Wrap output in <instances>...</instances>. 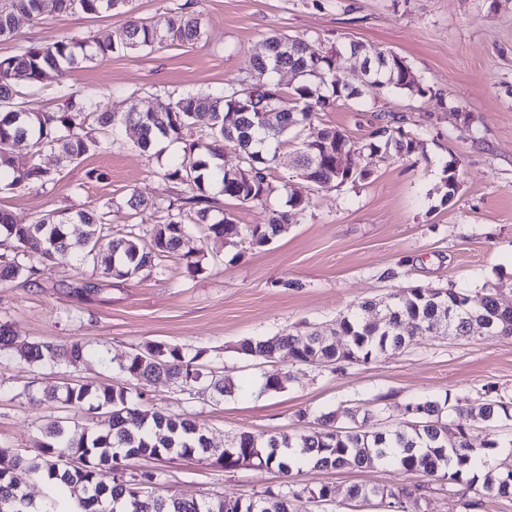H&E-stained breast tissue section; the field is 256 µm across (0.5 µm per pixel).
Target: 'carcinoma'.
<instances>
[{
  "mask_svg": "<svg viewBox=\"0 0 512 512\" xmlns=\"http://www.w3.org/2000/svg\"><path fill=\"white\" fill-rule=\"evenodd\" d=\"M131 0H0V40L15 37V17L22 13L38 20L47 13L79 10L87 15L103 11L130 12ZM205 35L199 13L185 2L162 21L131 19L124 38L118 43H96L95 53L105 57L114 53H136L155 46L193 45ZM88 42L64 37L42 46H28L13 56L0 59V192L11 193L53 180L51 171L33 164L19 168L12 155L16 144L28 134H38L37 141L52 142L70 161L91 152L108 150L114 145L115 133L128 125L134 127L133 145L143 153L154 150L160 140L185 144L183 157L165 170L163 177L183 183L191 195L180 204L169 203L168 222L155 224L145 235L135 228L123 234L112 230L110 211L78 210L48 212L33 222H25L9 211L0 209V282L23 278L31 280L37 270L25 264L30 254L40 255L50 264L73 260L92 261L103 266L102 274L115 279H130L151 274L162 267L165 259L178 253L188 226H204L208 234L224 240L226 228L235 226L227 213L210 221V211L217 200L210 195L217 185L227 199L242 204H261L274 191L272 185L276 155L264 150L271 142L297 140L315 115L340 100H360L361 93L337 76L344 55L361 50L364 58L382 63L376 75L382 82L376 93L388 92L411 97H425L432 88L412 76V67L398 54L349 41L334 49L320 39L286 34L266 38L261 57L250 62L249 75L239 86L229 85L213 92L188 91L176 99L155 98L128 111L104 106L95 97L72 92L66 95L58 111H29L13 103L20 85L33 86L46 71L61 75L87 58ZM292 71L297 82L287 93L272 79L276 68ZM236 122L224 124L229 113ZM390 120L370 134V140L351 142L334 127H326L310 140L301 142L299 171L320 189L342 186L368 175L359 168L366 154L411 155L424 149L418 134H410ZM238 151L241 166H224V147ZM442 201L451 200L458 189L454 167L445 166L441 179ZM289 209L275 211L269 222L240 228L231 244L246 240L252 246H264L288 230L296 214L308 202L288 200ZM429 288H399L388 296L385 314L388 325L376 329L369 320L376 301L359 302L336 322V335L348 341V353L328 342L313 345L304 341L305 329L295 327L272 338L245 339L241 353L274 363L280 351L288 350L295 363L317 366L343 365L341 356L368 363L389 352L404 350L423 330L449 336L471 334L466 314L469 294L463 290L439 288L442 298L435 299ZM512 301L498 291L484 294L480 313L483 316L505 315ZM9 350L21 359L39 364L76 365L90 353L79 341L58 344L26 341L14 336L10 326L0 323V351ZM203 351L160 342L131 348L120 364L131 386L112 384L93 386L88 383L65 385L62 390H45L39 401L57 403L64 408L82 410L96 417L90 426L81 427L64 418L47 422L37 442V455L31 459L13 455L0 448V512H59L64 495L73 499L71 512H293L292 503L302 498L320 503L335 502L330 485L270 489L247 499L198 502L194 499H163L153 495L152 485L159 474L144 471L126 475V460L149 456L157 460L168 457L209 456L224 468L237 467L254 459L268 469L289 474L298 463L315 469L367 468L384 464L402 473L422 472L450 482L462 480L467 469L477 461L488 465L481 496L512 497V464H487L489 449L497 441L489 440L475 447L469 427L476 422L495 423L512 417V404L493 388L485 398L466 408L444 410L436 400L414 398L405 404L414 408L409 422L401 428L379 424L384 409L378 407L357 421L358 410L346 408L343 414L354 422L350 427L334 425L336 412L316 418L317 427L298 434L279 436L242 431L223 448H210L204 435L187 417L161 410L142 409L145 387L165 379L188 391L212 390L219 395L232 392L234 384L208 375L196 361ZM452 414L451 420L443 412ZM455 423V437L444 435L448 422ZM36 473L54 491L55 497L36 510L20 488L15 471ZM412 492L399 486L354 485L348 490L350 500L361 503L379 501L398 512L399 505Z\"/></svg>",
  "mask_w": 512,
  "mask_h": 512,
  "instance_id": "carcinoma-1",
  "label": "carcinoma"
}]
</instances>
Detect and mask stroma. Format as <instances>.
<instances>
[{
    "label": "stroma",
    "mask_w": 512,
    "mask_h": 512,
    "mask_svg": "<svg viewBox=\"0 0 512 512\" xmlns=\"http://www.w3.org/2000/svg\"><path fill=\"white\" fill-rule=\"evenodd\" d=\"M183 0H133L131 15L104 12L52 13L32 20L18 16L16 38L0 41V57L20 47L78 37L94 43L119 40L129 16L157 19ZM202 42L95 58L67 76L47 71L37 86H19L28 109L54 111L63 94H92L115 108L140 106L149 97L175 98L187 90L221 91L245 78L252 53L275 33L321 39L326 46L356 40L394 51L415 68L431 95L366 96L341 101L320 113L314 129L331 126L353 141L367 140L384 115L404 117L403 127L421 133V154L371 156L366 178L328 191L300 178L296 144L279 145L274 192L264 204L225 201L239 226L268 223L291 195L307 201L287 231L270 243L214 248L190 227L183 251H205L200 272L184 259L166 263L164 273L119 281L103 277L93 263L43 265L35 281L0 284V322L26 340L80 341L92 352L76 366L36 365L0 352V448L35 456L41 427L66 416L90 424L81 411L29 402L28 391L78 382L121 383L119 369L132 347L149 342L191 345L203 350L199 367L228 377L232 393H188L170 382L148 388V407L189 416L214 447L242 431L279 434L301 430L299 412L311 416L374 409L385 396L388 427L405 424L413 398L472 401L484 387L512 399V338H488L481 328L469 337L421 332L403 351L366 364L335 370L292 364L280 356L283 387L262 388L268 367L240 353L246 338L283 333L309 323L331 333L337 318L355 303L382 299L399 288H455L480 299L490 290L512 298V0H200ZM124 142L78 161L24 141L15 164L33 163L55 172L53 182L0 193V208L33 221L55 210L110 206L113 229L139 225L149 230L166 221L169 200L182 185L162 173L182 143L151 159ZM453 165L459 188L451 201L440 191L442 170ZM141 192L149 206L131 211L127 201ZM95 291L80 300L73 287ZM156 470V495L209 500L248 498L268 489L324 483L336 489L335 512H381L350 501L348 488L367 485L423 486V497L405 503L406 512H463L464 484L389 466L321 471L305 466L282 475L251 462L224 469L214 459L163 462L137 457L128 471Z\"/></svg>",
    "instance_id": "obj_1"
}]
</instances>
